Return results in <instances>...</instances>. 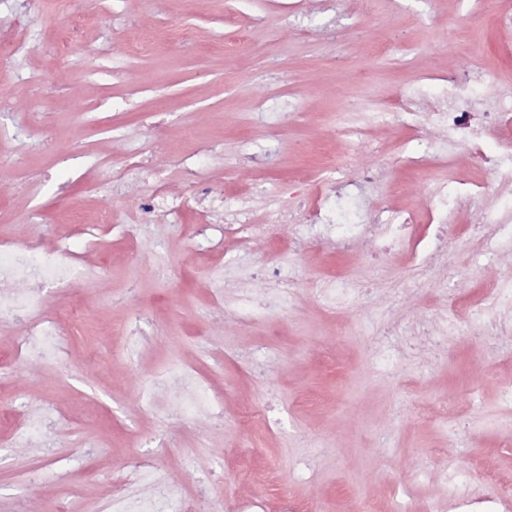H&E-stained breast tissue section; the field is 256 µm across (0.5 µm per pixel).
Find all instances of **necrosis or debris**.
Wrapping results in <instances>:
<instances>
[{"label":"necrosis or debris","instance_id":"4bbe7bcc","mask_svg":"<svg viewBox=\"0 0 512 512\" xmlns=\"http://www.w3.org/2000/svg\"><path fill=\"white\" fill-rule=\"evenodd\" d=\"M396 110L403 125L417 133L408 163L470 154L483 160L490 176L480 184L466 180L434 184L427 198L434 226L426 241V262L446 258L449 225L462 215L477 213L490 224L483 236L482 260L495 265L512 248V199L495 186L496 179L512 175V84L502 81L497 70L477 63L462 74L433 75L428 85L414 82L404 90ZM428 129L435 130V137H425ZM488 133L502 145L493 155L484 152L483 137ZM388 176L387 168L361 166L353 159L338 167L329 181L330 194L314 209L302 210L292 249L317 242L345 254L358 238L367 237L374 243L373 258L390 254L404 241L411 216L378 205L379 190ZM51 237L56 243L50 247L46 241ZM85 274L82 253L72 248L69 234L59 232L57 225L40 226L20 242H0V324L14 325L19 331L18 363L52 366L61 360V341L85 312L76 294V284ZM49 290L68 302L69 317L48 310ZM17 407L28 423L15 433V443L52 455L65 414L37 411L25 401Z\"/></svg>","mask_w":512,"mask_h":512}]
</instances>
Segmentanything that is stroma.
Listing matches in <instances>:
<instances>
[{
	"label": "stroma",
	"instance_id": "stroma-1",
	"mask_svg": "<svg viewBox=\"0 0 512 512\" xmlns=\"http://www.w3.org/2000/svg\"><path fill=\"white\" fill-rule=\"evenodd\" d=\"M73 5L85 23L75 68L59 66L48 48L64 21L58 0H0V30L19 22L34 34L27 56L0 71V91L11 99L0 112V238L69 224L74 210L86 219L112 210L111 226L92 238L69 224L96 272L79 284L86 315L66 339L68 360L0 371V512H112L113 495L149 490L125 478L135 454L156 455L185 501L208 487L209 512L255 498L263 512H448L440 475L451 467L499 474L471 492L512 512V413L500 406L512 359L487 353L469 315L496 279L512 275V253L492 268L475 265L468 228L481 218L468 214L448 230L453 269L425 279L400 251L370 261L368 239L344 255L320 244L291 254L295 226L285 219L315 201L351 156L390 169L382 202L417 215L420 235L434 182L482 179L478 160L465 154L400 165L410 134L389 108L421 74L460 73L479 60L512 82V57L500 53L512 47V29L493 22L512 12V0H486L465 17L456 0H339L334 12L326 0ZM179 26L193 29L191 45L170 40ZM144 37L154 42L150 54L121 52ZM36 72L53 75L54 94L33 91ZM354 123L366 124L367 140H337V128ZM135 152L149 176L91 193L110 164ZM35 176L39 190L25 193ZM198 180L227 195L264 185L252 202L250 240L225 232L222 215L202 214ZM157 193L177 199L179 210L142 221L139 199ZM276 256L301 284L278 311L240 322L231 290L215 308V291L228 281L265 293L250 261ZM457 267L471 268L470 277L456 278ZM339 272L370 282L372 299L334 305L310 290ZM140 311L149 314L141 331L152 342L133 351L127 336ZM444 315L454 324L447 342L402 360L393 377L374 371L384 322ZM255 359L264 378L252 375ZM189 364L208 376L224 424L192 415L172 442L178 389L147 404L141 388ZM19 393L67 414L56 460L14 447L26 424L9 412ZM446 403L460 415L426 416ZM256 472L271 482L256 483Z\"/></svg>",
	"mask_w": 512,
	"mask_h": 512
}]
</instances>
